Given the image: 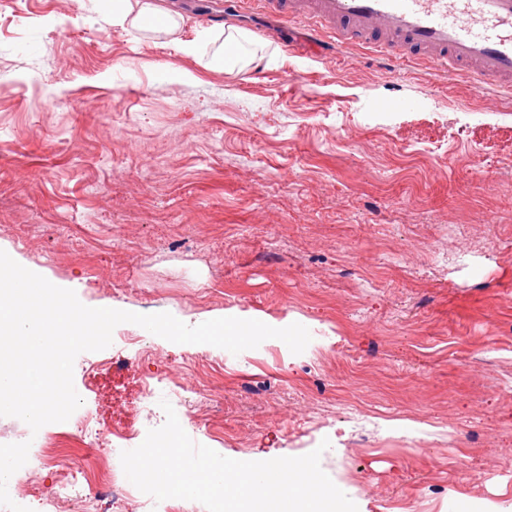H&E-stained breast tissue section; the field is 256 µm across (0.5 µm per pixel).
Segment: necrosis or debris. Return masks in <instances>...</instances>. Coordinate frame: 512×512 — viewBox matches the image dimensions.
I'll use <instances>...</instances> for the list:
<instances>
[{"mask_svg":"<svg viewBox=\"0 0 512 512\" xmlns=\"http://www.w3.org/2000/svg\"><path fill=\"white\" fill-rule=\"evenodd\" d=\"M72 430L74 438L86 447L81 471L72 470L51 435H35L32 443L39 447V454L16 471L7 484L8 493L16 504L24 506L36 499L51 508L56 501L64 499L70 502L71 512H109L113 502L129 498L131 483L122 466L105 463L100 445L105 441L115 447L138 443L141 430L101 432L95 416L82 409L72 416ZM38 471L56 474L51 492H42L39 482L34 480L33 475Z\"/></svg>","mask_w":512,"mask_h":512,"instance_id":"4bbe7bcc","label":"necrosis or debris"}]
</instances>
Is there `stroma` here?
<instances>
[{
    "mask_svg": "<svg viewBox=\"0 0 512 512\" xmlns=\"http://www.w3.org/2000/svg\"><path fill=\"white\" fill-rule=\"evenodd\" d=\"M154 2L178 36L113 25L107 0H0V250L89 307L311 341L194 359L125 323L150 350L92 374L77 356L85 408L139 424L161 371L222 456L326 439L358 512H495L512 500V92L387 73L365 47L300 58L301 26L224 0ZM227 25L275 33L262 77L180 51Z\"/></svg>",
    "mask_w": 512,
    "mask_h": 512,
    "instance_id": "obj_1",
    "label": "stroma"
}]
</instances>
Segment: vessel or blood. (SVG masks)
I'll return each instance as SVG.
<instances>
[{"mask_svg": "<svg viewBox=\"0 0 512 512\" xmlns=\"http://www.w3.org/2000/svg\"><path fill=\"white\" fill-rule=\"evenodd\" d=\"M306 27L310 44L366 46L389 70L420 62L512 89V0H224Z\"/></svg>", "mask_w": 512, "mask_h": 512, "instance_id": "b4317fda", "label": "vessel or blood"}]
</instances>
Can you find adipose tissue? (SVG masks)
Instances as JSON below:
<instances>
[{"instance_id": "1", "label": "adipose tissue", "mask_w": 512, "mask_h": 512, "mask_svg": "<svg viewBox=\"0 0 512 512\" xmlns=\"http://www.w3.org/2000/svg\"><path fill=\"white\" fill-rule=\"evenodd\" d=\"M184 54L206 58L208 66L227 71H246L271 64L279 56L277 50L250 32L229 26L223 33L206 31L182 41Z\"/></svg>"}]
</instances>
